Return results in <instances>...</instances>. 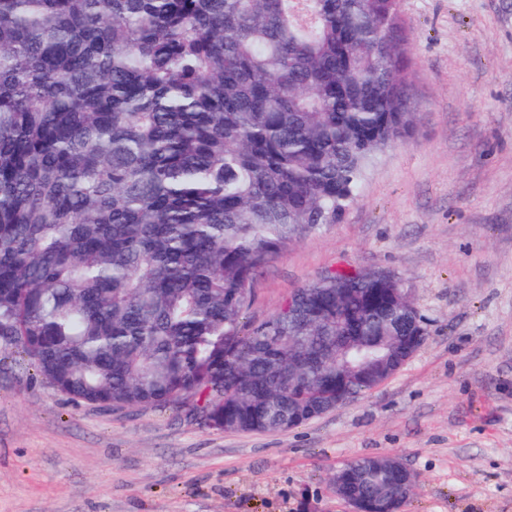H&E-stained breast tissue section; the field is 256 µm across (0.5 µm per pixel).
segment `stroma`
Returning <instances> with one entry per match:
<instances>
[{
	"label": "stroma",
	"instance_id": "stroma-1",
	"mask_svg": "<svg viewBox=\"0 0 512 512\" xmlns=\"http://www.w3.org/2000/svg\"><path fill=\"white\" fill-rule=\"evenodd\" d=\"M414 128L335 224L252 283L248 323L345 266L426 318L378 388L297 428L225 433L189 407L72 401L0 342V512H351L338 468L395 456L402 512H512V0H400Z\"/></svg>",
	"mask_w": 512,
	"mask_h": 512
}]
</instances>
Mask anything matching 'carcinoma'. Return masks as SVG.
<instances>
[{"label": "carcinoma", "instance_id": "obj_1", "mask_svg": "<svg viewBox=\"0 0 512 512\" xmlns=\"http://www.w3.org/2000/svg\"><path fill=\"white\" fill-rule=\"evenodd\" d=\"M399 2L0 0V336L78 403L224 432L371 391L363 358L419 335L398 283L333 269L244 318L413 128ZM372 460L344 497L400 512Z\"/></svg>", "mask_w": 512, "mask_h": 512}]
</instances>
